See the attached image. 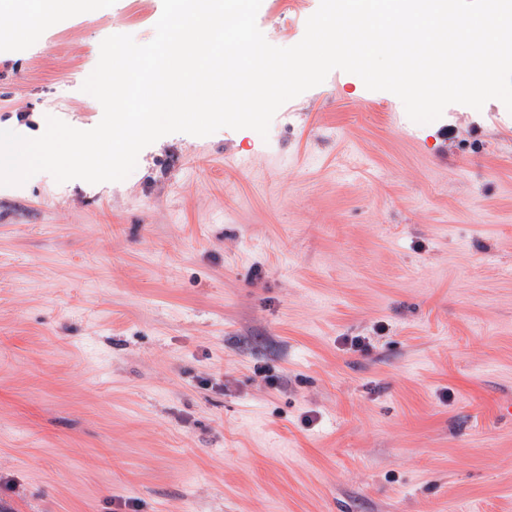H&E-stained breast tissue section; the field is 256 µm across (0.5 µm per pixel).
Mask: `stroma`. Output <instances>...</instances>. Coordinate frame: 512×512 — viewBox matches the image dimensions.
Listing matches in <instances>:
<instances>
[{
  "label": "stroma",
  "instance_id": "obj_1",
  "mask_svg": "<svg viewBox=\"0 0 512 512\" xmlns=\"http://www.w3.org/2000/svg\"><path fill=\"white\" fill-rule=\"evenodd\" d=\"M293 2L262 0L272 45L320 4ZM161 13L102 0L26 37L0 9V125L95 127L101 42L149 43ZM130 499L512 512L511 110L418 124L335 69L268 136L173 133L118 182L0 186V512Z\"/></svg>",
  "mask_w": 512,
  "mask_h": 512
}]
</instances>
